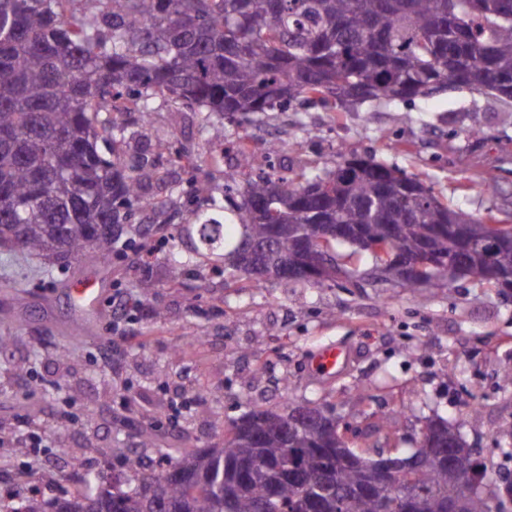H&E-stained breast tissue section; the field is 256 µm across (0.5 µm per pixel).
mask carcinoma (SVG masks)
Instances as JSON below:
<instances>
[{
	"label": "carcinoma",
	"mask_w": 512,
	"mask_h": 512,
	"mask_svg": "<svg viewBox=\"0 0 512 512\" xmlns=\"http://www.w3.org/2000/svg\"><path fill=\"white\" fill-rule=\"evenodd\" d=\"M489 83L512 104V0H0V248L47 268L109 260L155 173L151 153L121 161L120 103L148 123L157 99L226 116L294 101L348 112ZM318 180L332 194L315 193ZM231 224L235 239L207 215L180 225L175 263L226 266L248 242L260 253L232 277L260 288L286 270L319 287L312 265L336 272L368 240L431 264L433 287L450 263L480 284H493L490 266L512 279L511 241L488 250L484 218L369 156L323 174L260 173ZM331 224L355 251L336 253ZM346 447L330 416L290 420L255 404L224 440L167 457L158 472L131 451L125 482L89 474L84 491L51 504L27 489L13 512H341L338 491L353 496L346 512H384L387 488L342 463ZM425 447L403 477L408 510L448 512L447 456L466 453L476 482L486 473L446 422L428 426Z\"/></svg>",
	"instance_id": "obj_1"
}]
</instances>
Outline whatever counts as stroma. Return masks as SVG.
<instances>
[{"instance_id": "1", "label": "stroma", "mask_w": 512, "mask_h": 512, "mask_svg": "<svg viewBox=\"0 0 512 512\" xmlns=\"http://www.w3.org/2000/svg\"><path fill=\"white\" fill-rule=\"evenodd\" d=\"M212 125L223 126V141L210 138ZM475 128L484 132L477 146L467 137ZM159 131L170 143L156 159L165 183L151 190L162 205L132 206L122 262L46 272L39 260L0 254V282H20L0 285V332L13 336L0 353V489L23 483L51 500L74 494L93 468L120 469L124 449L141 448L140 428L154 429L153 447L142 450L156 460L218 442L214 411L229 422L251 401L328 406L386 448L414 447L425 421L439 415L456 424L490 479L512 477V296L468 278L437 288L376 284L363 278L366 254L322 287L274 278L260 289L170 259L179 225L200 213L223 217L240 202L246 178L228 186L224 170L234 163L228 143L241 138L261 168L276 141L274 165L290 177L332 170L355 153L419 175L449 206L512 215V106L462 90L353 112L295 104L228 118L159 101L150 122L128 114V155L151 149ZM492 174L496 190L483 191ZM79 280L102 281L99 317L70 303ZM117 288L139 307L122 336L109 330ZM157 307L164 318H155ZM328 345L346 361L321 374L313 361ZM474 405L478 414H469ZM27 425L45 438L34 456L17 454L12 440Z\"/></svg>"}]
</instances>
